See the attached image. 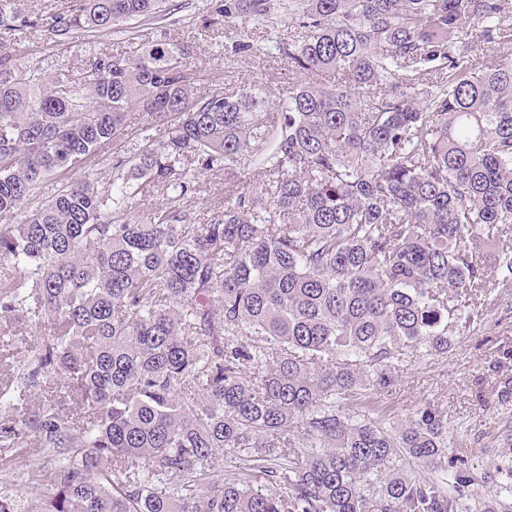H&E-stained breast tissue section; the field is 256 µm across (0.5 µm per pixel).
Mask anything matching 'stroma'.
I'll return each mask as SVG.
<instances>
[{"label":"stroma","mask_w":512,"mask_h":512,"mask_svg":"<svg viewBox=\"0 0 512 512\" xmlns=\"http://www.w3.org/2000/svg\"><path fill=\"white\" fill-rule=\"evenodd\" d=\"M169 5L165 18L131 21L123 33L77 31L60 45L39 26L8 37L5 46L22 65L79 77L90 54L131 58L149 45L170 40L188 45V61L200 75L201 91L218 92L249 81L263 83L275 97L286 92L292 73L286 60L269 53L260 20H247L255 53L229 58L224 46L238 37L234 25L208 23L202 0H169ZM507 345L512 346V288L491 303L480 327L453 341L447 354L396 368L392 395L376 399L374 406L395 425L414 416L426 402H438L449 430L463 435L461 452L471 471L478 474L495 463L512 464V448H500L495 435L508 420L497 404L500 380L512 377V359L500 356Z\"/></svg>","instance_id":"obj_1"}]
</instances>
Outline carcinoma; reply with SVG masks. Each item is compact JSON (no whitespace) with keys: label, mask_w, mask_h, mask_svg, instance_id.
I'll list each match as a JSON object with an SVG mask.
<instances>
[{"label":"carcinoma","mask_w":512,"mask_h":512,"mask_svg":"<svg viewBox=\"0 0 512 512\" xmlns=\"http://www.w3.org/2000/svg\"><path fill=\"white\" fill-rule=\"evenodd\" d=\"M202 2L288 16L298 36L268 46L287 94H203L173 42L96 55L81 81L0 50V216L36 203L0 224V512H512V486L472 491L499 466L448 457L439 405L397 427L365 410L512 287V0ZM165 3L74 0L49 31ZM28 27L0 0V37ZM134 118L141 146L99 185ZM145 182L162 202L134 221ZM18 448L49 457L21 504ZM400 455L429 475L389 468ZM219 461L235 476L210 480Z\"/></svg>","instance_id":"1"}]
</instances>
